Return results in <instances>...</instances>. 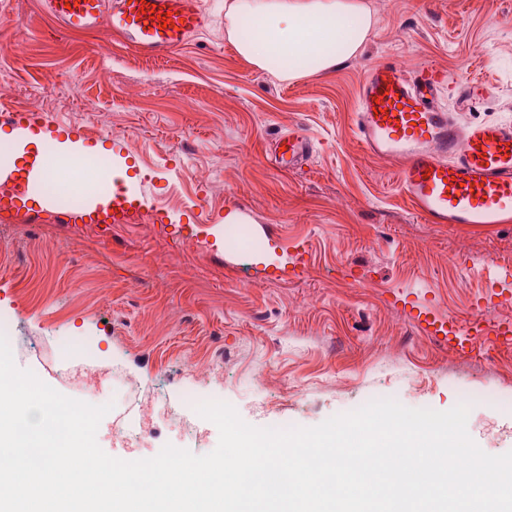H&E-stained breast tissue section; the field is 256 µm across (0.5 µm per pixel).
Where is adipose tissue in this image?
<instances>
[{
	"label": "adipose tissue",
	"instance_id": "adipose-tissue-1",
	"mask_svg": "<svg viewBox=\"0 0 512 512\" xmlns=\"http://www.w3.org/2000/svg\"><path fill=\"white\" fill-rule=\"evenodd\" d=\"M225 32L249 64L294 80L356 53L371 30L367 0H225ZM250 22L255 35L241 37Z\"/></svg>",
	"mask_w": 512,
	"mask_h": 512
}]
</instances>
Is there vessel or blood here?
<instances>
[{
	"instance_id": "obj_1",
	"label": "vessel or blood",
	"mask_w": 512,
	"mask_h": 512,
	"mask_svg": "<svg viewBox=\"0 0 512 512\" xmlns=\"http://www.w3.org/2000/svg\"><path fill=\"white\" fill-rule=\"evenodd\" d=\"M44 14L69 33L108 25L137 52L167 56L209 24L199 0H40ZM475 101L489 87L456 80L433 63L409 72L388 60L372 66L361 86L356 134L366 153L391 167L400 188L427 224L512 223V120L463 122L449 112L445 91ZM279 163L291 169L314 147L299 130L280 139ZM31 182L0 174V201L25 196ZM146 195L116 185L85 204L90 221L131 224L147 209ZM423 329L465 350L470 333L456 320L425 315Z\"/></svg>"
}]
</instances>
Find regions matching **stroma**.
<instances>
[{"label": "stroma", "mask_w": 512, "mask_h": 512, "mask_svg": "<svg viewBox=\"0 0 512 512\" xmlns=\"http://www.w3.org/2000/svg\"><path fill=\"white\" fill-rule=\"evenodd\" d=\"M368 2L374 22L360 50L293 81L238 54L224 0H202L208 29L165 58L126 48L104 24L68 34L37 0H10L0 15L20 30L18 46L0 47V109L52 114L62 144L80 130L86 155L125 166L127 186L146 187L165 215L58 223L62 196L103 191L99 166L34 185L0 211V315L13 321L16 365L72 396L59 344L93 339L84 374L119 368L139 400L162 394L187 423L149 421L134 448L101 420L108 455L213 451L217 427L181 406L189 385L260 428L313 427L381 398L445 411L467 394L471 438L491 455L512 451V344L479 336L455 354L411 310L512 321V223H423L354 124L368 69L388 58L496 88L466 105L448 100L463 121L512 117V0ZM297 128L314 155L281 170L272 147ZM232 222L255 244L244 270L225 245ZM191 361L210 372L191 374ZM261 365L270 372L259 384Z\"/></svg>", "instance_id": "1"}]
</instances>
